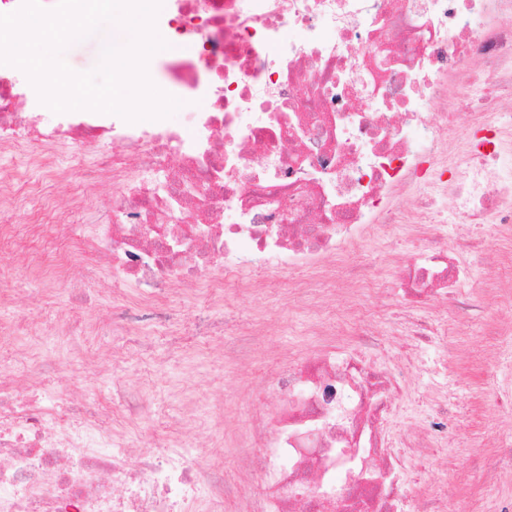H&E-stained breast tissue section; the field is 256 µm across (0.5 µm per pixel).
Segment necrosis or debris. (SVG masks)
Instances as JSON below:
<instances>
[{"mask_svg":"<svg viewBox=\"0 0 512 512\" xmlns=\"http://www.w3.org/2000/svg\"><path fill=\"white\" fill-rule=\"evenodd\" d=\"M498 15L512 16V0H163L156 27L174 54L151 75L183 101L179 125L92 111L44 123L26 75L0 65V155L40 143L26 166L71 195L60 212L42 187L0 178V252L52 285L80 259L85 277L119 267L140 289L112 321L100 375L121 369L133 315L160 313L170 285L189 295L230 279L258 292L267 279L244 269L275 260L304 272L283 307L323 303L317 335L354 339L342 352L276 355L272 376L250 381L275 407L234 434L230 477L184 440L223 425L213 402L183 396L162 442L133 432L142 385L116 386L114 409L77 400L66 361L17 342L25 313L15 309L0 323L13 344L0 367V512H224L244 477L255 491L237 512H439L425 496L405 502L399 450L421 463L447 447L452 359L499 372L501 438L486 479L512 481V329L452 346L446 325L420 313L451 298L463 327L485 316L484 295L512 305V25ZM103 138L111 151L80 183L54 167L53 148ZM29 199L28 224L6 222ZM450 224L466 261L448 257ZM391 230L420 240L417 254L387 278L364 258L352 275L348 246ZM488 251L501 269L478 296L465 281ZM208 268L223 278L202 282ZM376 290L412 351L405 372L381 363L378 332L359 327ZM277 328L260 316L219 347L222 361L255 358ZM412 377L428 386L429 407L406 421L398 397Z\"/></svg>","mask_w":512,"mask_h":512,"instance_id":"necrosis-or-debris-1","label":"necrosis or debris"}]
</instances>
